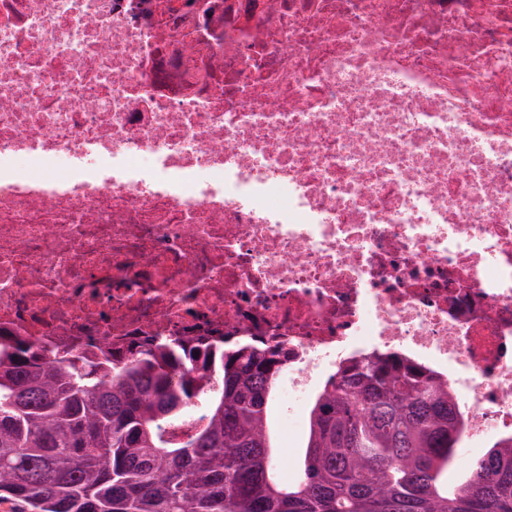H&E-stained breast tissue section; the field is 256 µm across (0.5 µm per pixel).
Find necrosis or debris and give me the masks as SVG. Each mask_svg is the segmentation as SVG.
<instances>
[{"label":"necrosis or debris","instance_id":"necrosis-or-debris-1","mask_svg":"<svg viewBox=\"0 0 512 512\" xmlns=\"http://www.w3.org/2000/svg\"><path fill=\"white\" fill-rule=\"evenodd\" d=\"M397 354L512 438V0H0V358Z\"/></svg>","mask_w":512,"mask_h":512}]
</instances>
